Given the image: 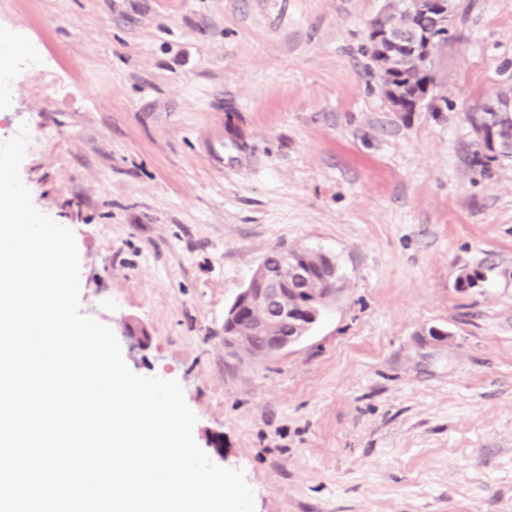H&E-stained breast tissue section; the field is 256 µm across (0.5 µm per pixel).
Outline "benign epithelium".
Masks as SVG:
<instances>
[{
    "instance_id": "1",
    "label": "benign epithelium",
    "mask_w": 512,
    "mask_h": 512,
    "mask_svg": "<svg viewBox=\"0 0 512 512\" xmlns=\"http://www.w3.org/2000/svg\"><path fill=\"white\" fill-rule=\"evenodd\" d=\"M412 13V22L403 27L382 9L368 22V32L377 42L376 67L382 89L396 111L407 99L410 109L417 110L429 101L430 93L419 90L405 97L411 74L431 68L438 30L452 31V0H439L430 12L419 0H404ZM498 120L512 118V96L494 92L479 105ZM282 274L264 280L256 270L239 293L224 318V348L240 359H260L279 353L301 340L317 321L326 296L310 290L312 281L320 279L327 291L336 288V262L324 255L317 266L308 264L301 251L281 253Z\"/></svg>"
}]
</instances>
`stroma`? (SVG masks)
<instances>
[{"mask_svg": "<svg viewBox=\"0 0 512 512\" xmlns=\"http://www.w3.org/2000/svg\"><path fill=\"white\" fill-rule=\"evenodd\" d=\"M383 5L0 0V142L33 130L21 178L75 235L82 314L179 382L256 512H512V163L477 164L466 119L512 89V0H454L408 115L367 53ZM281 248L335 258L336 291L230 358L224 312Z\"/></svg>", "mask_w": 512, "mask_h": 512, "instance_id": "35a3bbf8", "label": "stroma"}]
</instances>
